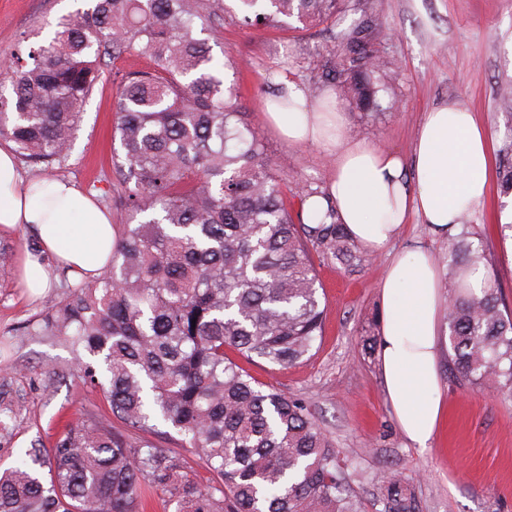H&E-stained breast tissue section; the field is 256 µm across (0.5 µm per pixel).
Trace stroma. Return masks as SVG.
<instances>
[{
	"mask_svg": "<svg viewBox=\"0 0 512 512\" xmlns=\"http://www.w3.org/2000/svg\"><path fill=\"white\" fill-rule=\"evenodd\" d=\"M393 37H380L384 56L397 63L396 78L380 95L378 113L347 109L348 129L376 146L409 154L425 112L455 100L477 113L494 147H501L506 118L498 105L502 82L512 80V0H367ZM76 0H0V64L24 44L48 39L56 23L74 12ZM329 28L273 31L229 21L215 56L236 62L233 77L245 118L289 186L326 190L331 156L314 146L288 145L266 124L260 103L288 77L313 94L320 54L331 46ZM134 57L107 63L102 80L84 107L72 155L64 168L43 171L22 166L25 180L43 178L77 184L104 209L112 181V127L116 73L142 68ZM496 282L512 306V243L502 240L498 188H491L471 218ZM9 252L0 261V408L14 424L0 432V470L17 465L33 441L51 448L71 420L108 413L101 392L77 372L76 355L43 332L47 309L62 299L56 284L28 299L18 278L19 259L35 251L29 230L0 228ZM450 236L413 219L393 245L416 246L439 256ZM387 256L371 257L361 269L318 265L325 294V333L314 356L284 370L256 363L248 371L259 381L304 398L327 436L354 466L353 486L367 512H382L379 485L385 473L407 478L418 512H512V396L464 386L440 370L446 416L432 446L413 447L401 434L386 400L377 354L361 339L378 334L382 317L380 282Z\"/></svg>",
	"mask_w": 512,
	"mask_h": 512,
	"instance_id": "35a3bbf8",
	"label": "stroma"
}]
</instances>
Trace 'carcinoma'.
Listing matches in <instances>:
<instances>
[{"label": "carcinoma", "instance_id": "obj_1", "mask_svg": "<svg viewBox=\"0 0 512 512\" xmlns=\"http://www.w3.org/2000/svg\"><path fill=\"white\" fill-rule=\"evenodd\" d=\"M348 0H85L51 39L3 67L0 139L22 161L66 166L105 58L147 59L116 78L111 267L69 286L44 326L63 338L111 415L76 420L54 446L0 472V512H140L157 485L177 512H365L351 464L306 402L257 381L243 358L287 368L312 356L325 313L316 263L367 255L328 205L316 224L291 213L264 147L244 122L212 43L224 20L288 30L327 25L333 46L316 85L380 107L392 62L375 48V15L345 24ZM510 112L498 188L512 198ZM465 218L448 265V367L460 382L512 395V309ZM485 270L483 286L468 281ZM89 361H83V355ZM121 427L112 425V420ZM164 425L212 474L200 486L148 440ZM48 473H43V469ZM384 512H416L409 482L383 476Z\"/></svg>", "mask_w": 512, "mask_h": 512}]
</instances>
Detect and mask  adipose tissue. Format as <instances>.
<instances>
[{"mask_svg": "<svg viewBox=\"0 0 512 512\" xmlns=\"http://www.w3.org/2000/svg\"><path fill=\"white\" fill-rule=\"evenodd\" d=\"M280 91L264 102L265 121L292 146H315L332 156L326 195L303 204L305 223L321 219L327 205L355 241L374 255L389 254L381 283L383 316L379 363L391 409L404 437L429 448L445 413L439 390L443 340L439 273L430 252L390 254L404 224L420 218L435 231H454L490 190L492 141L475 112L448 102L426 112L409 155L347 135L339 100L308 98L280 78ZM28 226L38 250L25 254L21 282L30 294L52 285L42 255L76 276L99 275L115 239L112 217L74 185H26L12 154L0 149V225Z\"/></svg>", "mask_w": 512, "mask_h": 512, "instance_id": "1", "label": "adipose tissue"}]
</instances>
